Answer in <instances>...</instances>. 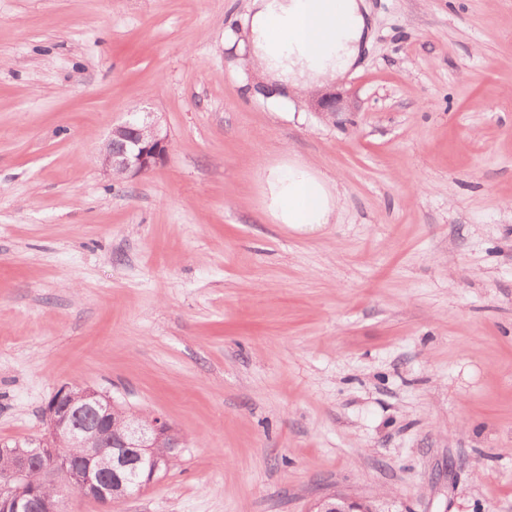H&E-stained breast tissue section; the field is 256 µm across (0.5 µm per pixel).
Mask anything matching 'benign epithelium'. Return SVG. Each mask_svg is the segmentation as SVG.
Instances as JSON below:
<instances>
[{
	"label": "benign epithelium",
	"instance_id": "7a95c632",
	"mask_svg": "<svg viewBox=\"0 0 512 512\" xmlns=\"http://www.w3.org/2000/svg\"><path fill=\"white\" fill-rule=\"evenodd\" d=\"M344 98L336 92L313 99L316 111L335 115ZM170 137L153 112L112 130L99 153L102 169L122 179L163 162ZM44 414L48 432L21 444H0V512H61L63 489L109 507L130 497L129 476L139 488L177 455L184 438L158 414L131 416L112 397L92 387L58 388ZM317 512H371L364 501L341 495L315 503Z\"/></svg>",
	"mask_w": 512,
	"mask_h": 512
}]
</instances>
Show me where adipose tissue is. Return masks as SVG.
Segmentation results:
<instances>
[{
	"instance_id": "1",
	"label": "adipose tissue",
	"mask_w": 512,
	"mask_h": 512,
	"mask_svg": "<svg viewBox=\"0 0 512 512\" xmlns=\"http://www.w3.org/2000/svg\"><path fill=\"white\" fill-rule=\"evenodd\" d=\"M370 31L365 0H251L239 47L278 106L341 81ZM263 183V211L273 223L312 231L335 221L333 186L292 153L264 168Z\"/></svg>"
}]
</instances>
